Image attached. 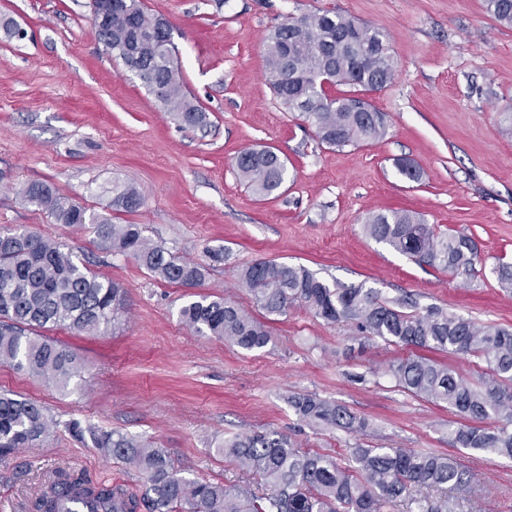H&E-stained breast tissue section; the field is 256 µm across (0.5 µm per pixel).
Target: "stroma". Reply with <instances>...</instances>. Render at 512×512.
Masks as SVG:
<instances>
[{"mask_svg":"<svg viewBox=\"0 0 512 512\" xmlns=\"http://www.w3.org/2000/svg\"><path fill=\"white\" fill-rule=\"evenodd\" d=\"M171 26L188 96L207 111L205 129L180 126L93 26L91 0H0V231L24 228L67 244L78 260L119 283L128 312L101 336L52 330L77 358V386L61 390L0 364V393L39 402L56 421L50 436L0 461V512H31L61 468L140 493L141 479L104 458L71 422L92 424L163 449L189 478L264 493L214 444L277 431L302 449L343 459L363 442L452 453L477 471L456 512H512V459L452 448V412L398 388L386 365L408 347H360L353 327L302 306L264 316L272 340L246 351L200 336L181 320L192 295L252 303L238 272L258 260L301 265L328 282L410 297L480 325L512 328V294L495 267L512 262V26L484 0H142ZM331 10L381 30L397 63L393 82L370 94L387 135L342 148L318 144L266 80L264 41L286 16ZM272 148L288 166L281 194L255 195L236 156ZM421 172L413 182L397 164ZM44 182L116 224L142 225L174 255L204 265L188 288L164 282L133 257L104 252L92 226L54 223L19 190ZM136 187L138 211L112 207L113 184ZM415 213L438 233L477 245L471 278L418 264L363 231L370 215ZM313 393L369 419L374 434L316 432L289 406Z\"/></svg>","mask_w":512,"mask_h":512,"instance_id":"obj_1","label":"stroma"}]
</instances>
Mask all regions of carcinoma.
<instances>
[{
  "mask_svg": "<svg viewBox=\"0 0 512 512\" xmlns=\"http://www.w3.org/2000/svg\"><path fill=\"white\" fill-rule=\"evenodd\" d=\"M498 22L512 26V0H484ZM163 108L188 128L207 124L206 110L183 90L181 71L170 41V28L145 11L141 0H114L112 19L97 31ZM266 79L281 104L313 129L321 145L344 147L375 141L386 134V115L367 95L384 89L396 67L382 31L360 26L332 11L287 17L266 38ZM353 90L331 96L324 86ZM364 104L367 111L356 109ZM236 172L255 194L267 197L285 183L284 159L270 148L249 149L236 158ZM22 200L45 210L56 223L95 225L101 248L131 255L168 283L196 287L204 266L175 257L150 242L138 224H114L60 195L50 185L31 182ZM142 194L132 186L112 185V206L137 211ZM364 232L418 263L456 275L477 273L478 250L464 234L442 235L407 211L370 216ZM255 308L280 315L300 304L330 323H350L366 341L411 346L417 353L387 366L397 386L411 395L448 407L458 421L448 423V437L458 448L512 458V329L478 326L469 318L438 308L415 310L408 297L386 300L374 288L329 284L303 266L259 260L238 275ZM126 310L124 290L90 271L64 245L28 230L0 232V364L44 378L62 389L78 376L75 354L40 331L66 328L98 335L116 328ZM182 322L202 336H215L246 351L261 350L270 340L267 326L235 302L199 295L180 310ZM441 351L483 361L488 376L472 381L427 355ZM299 419L320 431L344 430L363 435L368 420L313 394L288 397ZM493 421L490 426L484 425ZM51 420L41 404L0 394V459L31 448L50 435ZM104 457L135 469L144 480L141 495L93 482L81 470L60 469L37 494L32 512H60L72 493L90 499V512H395L411 491L446 489L467 492L477 476L455 456L406 448H351L342 465L335 458L298 448L288 436L260 432L226 438L216 446L225 460L260 477L267 492L250 491L188 479L165 452L148 448L114 431L78 423ZM412 512H456L445 498L431 503L413 496Z\"/></svg>",
  "mask_w": 512,
  "mask_h": 512,
  "instance_id": "obj_1",
  "label": "carcinoma"
}]
</instances>
